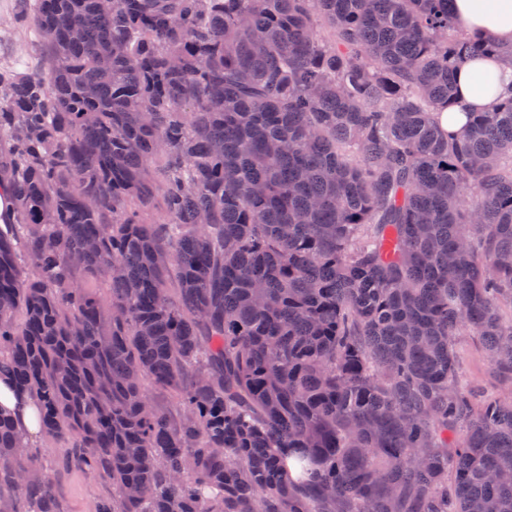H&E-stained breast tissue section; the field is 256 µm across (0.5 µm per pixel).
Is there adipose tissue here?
I'll return each instance as SVG.
<instances>
[{"label":"adipose tissue","mask_w":512,"mask_h":512,"mask_svg":"<svg viewBox=\"0 0 512 512\" xmlns=\"http://www.w3.org/2000/svg\"><path fill=\"white\" fill-rule=\"evenodd\" d=\"M453 11L463 32L512 47V0H454ZM456 107L445 110L444 129H462L469 112H484L499 100L512 96V62L503 57L478 56L459 68L456 76ZM0 411L11 414L26 440L39 435V402L18 393L11 379L0 375Z\"/></svg>","instance_id":"adipose-tissue-1"}]
</instances>
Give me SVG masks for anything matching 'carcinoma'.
Returning a JSON list of instances; mask_svg holds the SVG:
<instances>
[{
	"mask_svg": "<svg viewBox=\"0 0 512 512\" xmlns=\"http://www.w3.org/2000/svg\"><path fill=\"white\" fill-rule=\"evenodd\" d=\"M452 2L16 15L53 64L0 72V374L96 512H512V392L454 351L512 384V98L440 125L499 52ZM36 453L0 411V512H60ZM455 349L467 389L496 394L506 388L495 377L488 352L478 336L466 333L457 336Z\"/></svg>",
	"mask_w": 512,
	"mask_h": 512,
	"instance_id": "carcinoma-1",
	"label": "carcinoma"
}]
</instances>
